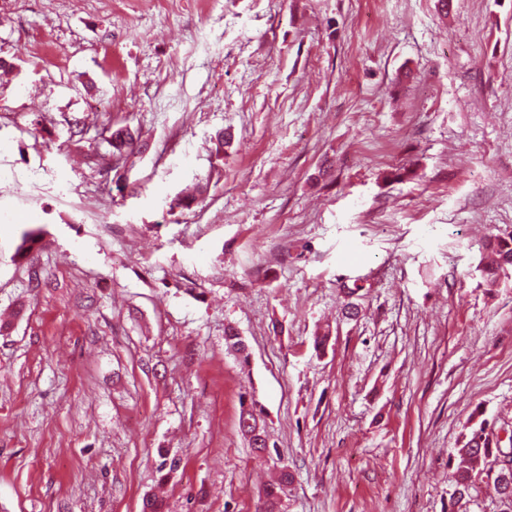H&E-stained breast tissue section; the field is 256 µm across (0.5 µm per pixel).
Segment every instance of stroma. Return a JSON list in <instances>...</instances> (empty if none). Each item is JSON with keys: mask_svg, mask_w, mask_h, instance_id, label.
<instances>
[{"mask_svg": "<svg viewBox=\"0 0 512 512\" xmlns=\"http://www.w3.org/2000/svg\"><path fill=\"white\" fill-rule=\"evenodd\" d=\"M0 60V512H448L512 428V0H0ZM485 250L492 256V260L484 265V277L496 283L505 268H512V235L507 238L490 235L485 241ZM484 411L476 408L470 417L468 432L462 437L457 448L458 462L452 474V493L448 512H455L454 506L470 496L476 478L487 471L494 461L497 445L492 431H488L490 421L481 417ZM482 468L480 469V467ZM292 479L288 472V466H282L278 478L264 488L266 512H280L278 509L283 495H285L288 484Z\"/></svg>", "mask_w": 512, "mask_h": 512, "instance_id": "35a3bbf8", "label": "stroma"}]
</instances>
